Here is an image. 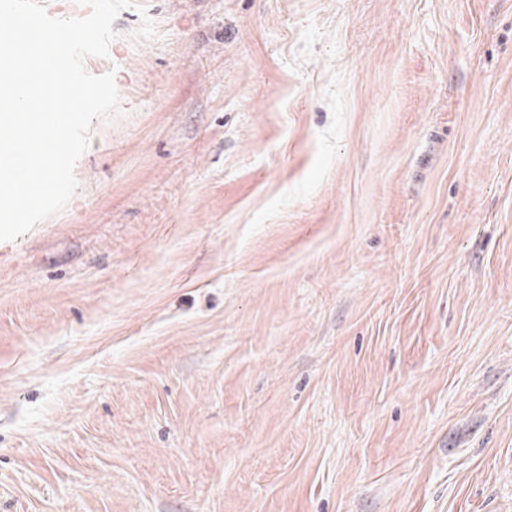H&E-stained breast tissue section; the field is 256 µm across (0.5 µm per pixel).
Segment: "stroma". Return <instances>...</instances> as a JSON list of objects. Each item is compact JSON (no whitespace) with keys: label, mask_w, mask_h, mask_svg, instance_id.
Instances as JSON below:
<instances>
[{"label":"stroma","mask_w":512,"mask_h":512,"mask_svg":"<svg viewBox=\"0 0 512 512\" xmlns=\"http://www.w3.org/2000/svg\"><path fill=\"white\" fill-rule=\"evenodd\" d=\"M142 2L0 241V512H512V0Z\"/></svg>","instance_id":"1"}]
</instances>
